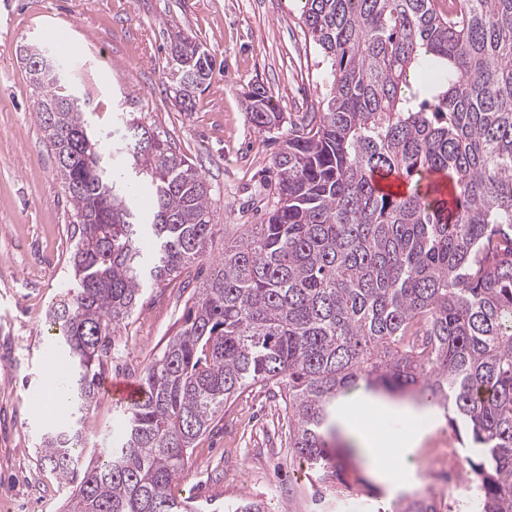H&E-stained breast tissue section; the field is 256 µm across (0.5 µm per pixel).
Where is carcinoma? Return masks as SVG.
Wrapping results in <instances>:
<instances>
[{
  "label": "carcinoma",
  "mask_w": 512,
  "mask_h": 512,
  "mask_svg": "<svg viewBox=\"0 0 512 512\" xmlns=\"http://www.w3.org/2000/svg\"><path fill=\"white\" fill-rule=\"evenodd\" d=\"M302 19L330 89L286 131L270 91L243 93L255 130L282 136L276 202L264 224L224 225L215 258L209 187L171 141L135 118L95 139L61 65L27 70L79 233L48 312L69 421L37 449L71 488L64 512H192L172 483L224 406L257 387L277 389L286 443L320 481L368 492L328 448L333 404L362 384L435 399L465 431L473 509L512 512V0H305ZM168 39L187 111L214 60L179 30ZM204 261L118 443L82 461L106 338L145 281ZM391 508L437 512L425 489ZM227 512L269 510L244 498Z\"/></svg>",
  "instance_id": "obj_1"
}]
</instances>
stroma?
Wrapping results in <instances>:
<instances>
[{
  "label": "stroma",
  "instance_id": "35a3bbf8",
  "mask_svg": "<svg viewBox=\"0 0 512 512\" xmlns=\"http://www.w3.org/2000/svg\"><path fill=\"white\" fill-rule=\"evenodd\" d=\"M303 6L304 0H0V512H59L67 495L37 460L48 423L33 405L47 373L46 312L70 271L74 210L36 122L37 95L20 45H47L56 27L67 28L73 53L60 61L91 129L109 126L114 113L134 114L205 176L215 224H260L274 204L266 180L280 142L251 126L243 93L265 86L281 112L294 117L325 92L330 62L304 34ZM177 29L216 61L188 111L174 105L166 78L167 34ZM202 280L192 264L172 281L149 286L107 341L104 377L138 380L178 331ZM362 405L373 431L422 440L415 469L398 474L396 486L383 483L349 428ZM281 424L277 399L264 389L245 391L211 424L173 495L192 498L199 512H224L245 496L270 501L277 512H380L428 486L435 453L465 454L434 400L359 393L338 419L336 458L361 470L381 494L347 496L339 484L310 477L282 442ZM120 428V407L99 395L85 421L89 447H111Z\"/></svg>",
  "mask_w": 512,
  "mask_h": 512
}]
</instances>
